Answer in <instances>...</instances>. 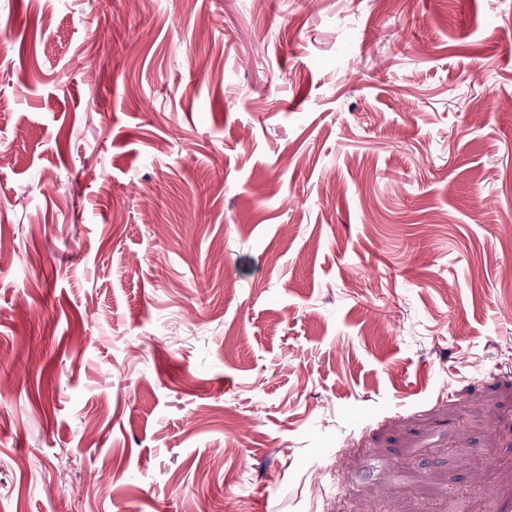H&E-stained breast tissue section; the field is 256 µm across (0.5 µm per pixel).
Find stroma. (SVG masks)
Wrapping results in <instances>:
<instances>
[{"label": "stroma", "mask_w": 512, "mask_h": 512, "mask_svg": "<svg viewBox=\"0 0 512 512\" xmlns=\"http://www.w3.org/2000/svg\"><path fill=\"white\" fill-rule=\"evenodd\" d=\"M0 99V512L512 503V0H0Z\"/></svg>", "instance_id": "35a3bbf8"}]
</instances>
